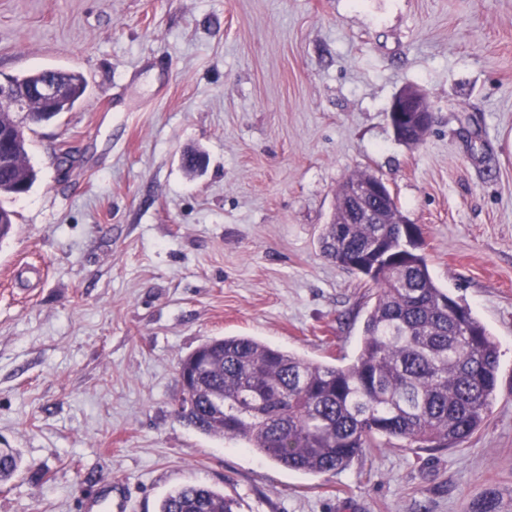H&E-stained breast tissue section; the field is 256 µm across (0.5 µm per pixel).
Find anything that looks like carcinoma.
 <instances>
[{"mask_svg":"<svg viewBox=\"0 0 512 512\" xmlns=\"http://www.w3.org/2000/svg\"><path fill=\"white\" fill-rule=\"evenodd\" d=\"M49 78L63 88L36 109L35 124L71 111L86 92L72 70L38 69L13 78L28 89ZM27 137L0 165V196L32 187ZM371 201L338 204L320 236L323 254L368 277L375 302L346 365L307 360L250 336L214 337L179 362L191 380L179 417L197 431L239 442L289 470L334 474L358 457L404 443L456 448L485 423L497 390L499 344L471 309L432 278L418 241L402 224H366ZM23 460L0 448V483ZM159 512H237V502L206 485L170 490Z\"/></svg>","mask_w":512,"mask_h":512,"instance_id":"obj_1","label":"carcinoma"}]
</instances>
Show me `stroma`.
<instances>
[{
	"label": "stroma",
	"mask_w": 512,
	"mask_h": 512,
	"mask_svg": "<svg viewBox=\"0 0 512 512\" xmlns=\"http://www.w3.org/2000/svg\"><path fill=\"white\" fill-rule=\"evenodd\" d=\"M44 68L88 88L0 199V448L24 462L0 512H158L188 483L238 512H512V0H0V79ZM408 87L434 114L415 146L388 119ZM363 172L499 341L486 422L321 475L188 426L178 362L207 338L354 357L373 290L318 236Z\"/></svg>",
	"instance_id": "stroma-1"
}]
</instances>
